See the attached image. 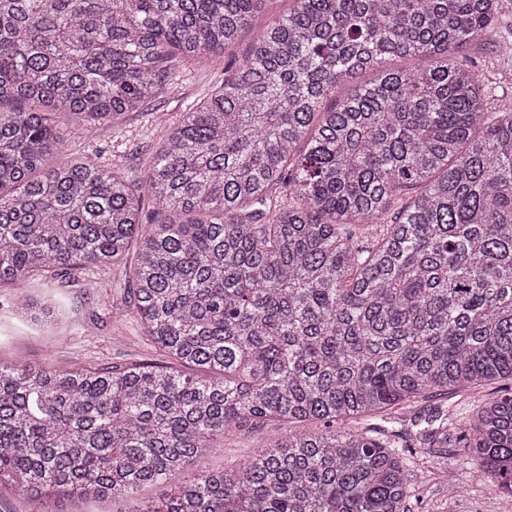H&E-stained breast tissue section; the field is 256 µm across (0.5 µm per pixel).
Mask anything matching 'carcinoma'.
<instances>
[{"mask_svg":"<svg viewBox=\"0 0 512 512\" xmlns=\"http://www.w3.org/2000/svg\"><path fill=\"white\" fill-rule=\"evenodd\" d=\"M267 2L0 0V284L34 278L16 312L51 331L67 310L42 286L134 246L112 316L170 361L0 362V498L54 512L196 464L145 512H404L403 454L448 442V409L392 441L336 423L512 381V98L455 56L512 49L504 0H292L140 178L53 162L72 129L88 138L180 63L223 57ZM275 420L303 429L203 469L225 434ZM459 432L512 498V389Z\"/></svg>","mask_w":512,"mask_h":512,"instance_id":"carcinoma-1","label":"carcinoma"}]
</instances>
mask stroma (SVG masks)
<instances>
[{"label": "stroma", "instance_id": "stroma-1", "mask_svg": "<svg viewBox=\"0 0 512 512\" xmlns=\"http://www.w3.org/2000/svg\"><path fill=\"white\" fill-rule=\"evenodd\" d=\"M224 67L208 62L183 66L172 85L156 100L146 103L144 111L129 112L116 123L101 126L91 136L73 139L58 157L65 163L93 148L103 152L115 168L136 176L146 166L162 137L157 123L147 115L156 112L166 120L177 119L185 104L203 99L219 84ZM127 264H120L97 274V287L82 282L59 280L52 291L68 306V319L53 332L33 330L19 322L14 305L32 282L16 280L0 285V360L24 362L57 369L98 367L133 363L166 364L163 352L143 334L139 320L131 315L112 318L113 301L122 300ZM499 384L493 383L455 394H434L419 399L414 411L448 406L453 421L474 417L479 406L496 397ZM289 431L288 424H246L215 449L205 465L221 471L235 467L252 456L259 446L273 442ZM456 428L448 431V445L422 455H407L412 474V493L406 502L408 512H501L503 496L488 486L472 468L470 455L458 443ZM452 470L454 489L446 491L441 473ZM171 482L149 486L131 498L118 501H88L79 512H142L163 498Z\"/></svg>", "mask_w": 512, "mask_h": 512}]
</instances>
